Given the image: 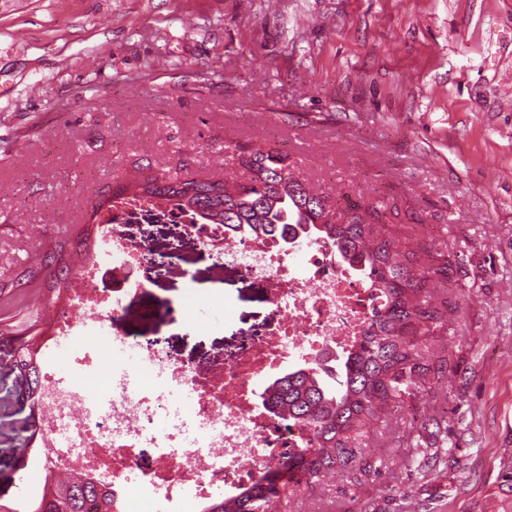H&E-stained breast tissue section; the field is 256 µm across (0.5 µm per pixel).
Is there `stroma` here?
<instances>
[{"mask_svg": "<svg viewBox=\"0 0 512 512\" xmlns=\"http://www.w3.org/2000/svg\"><path fill=\"white\" fill-rule=\"evenodd\" d=\"M272 146L340 206L375 196L449 258L430 381L364 429L306 512H512V0H0V280L90 223L142 168L242 175L225 142ZM156 265L120 311L174 360L265 331V288L177 224H131ZM61 304L26 289L0 322ZM0 344V499L27 512L49 450Z\"/></svg>", "mask_w": 512, "mask_h": 512, "instance_id": "35a3bbf8", "label": "stroma"}]
</instances>
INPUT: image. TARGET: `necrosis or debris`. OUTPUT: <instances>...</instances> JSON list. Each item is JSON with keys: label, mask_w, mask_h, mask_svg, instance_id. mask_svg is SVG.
<instances>
[{"label": "necrosis or debris", "mask_w": 512, "mask_h": 512, "mask_svg": "<svg viewBox=\"0 0 512 512\" xmlns=\"http://www.w3.org/2000/svg\"><path fill=\"white\" fill-rule=\"evenodd\" d=\"M142 222L183 225L198 247L262 284L277 321L235 354L208 364L177 362L160 348L142 349L134 363L116 354L126 343L118 319L123 298L127 289L142 288L139 272L151 254L126 231ZM95 229L99 249L73 279L68 311L45 348L59 351L68 337L86 341L69 358L70 379L44 375L41 433L52 450L45 466L94 473L111 487L120 512H132L134 482L153 486L171 512L188 497L235 495L257 469L277 468L301 439L268 408L257 381L348 353L380 295L323 241L233 234L173 200L116 197ZM107 257L123 287L100 283Z\"/></svg>", "instance_id": "necrosis-or-debris-1"}]
</instances>
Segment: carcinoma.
<instances>
[{
  "instance_id": "obj_1",
  "label": "carcinoma",
  "mask_w": 512,
  "mask_h": 512,
  "mask_svg": "<svg viewBox=\"0 0 512 512\" xmlns=\"http://www.w3.org/2000/svg\"><path fill=\"white\" fill-rule=\"evenodd\" d=\"M247 178L240 181L196 179L179 172L130 178L112 196L133 190L172 197L181 206L234 231L288 239V226L314 230L331 244L336 256L359 268L368 287L384 301L375 311L356 347L334 368L288 372L269 386L268 404L298 427L302 441L275 471H259L231 500L212 498L200 512H255L254 507L287 500L310 480L349 462L363 425L409 393L414 381L431 369L422 365L425 337L448 323L446 301H437L433 275L448 278L450 265H420L417 253L389 232L382 201L367 198L364 212L343 216L329 196L295 178L289 156L267 146L227 145ZM69 241L45 244L40 281L55 300L69 287L72 271ZM25 338L15 361L18 374L31 376L28 395L40 403L41 383L33 326L0 328ZM29 512H113L112 490L84 474L59 479L44 469L41 495Z\"/></svg>"
}]
</instances>
